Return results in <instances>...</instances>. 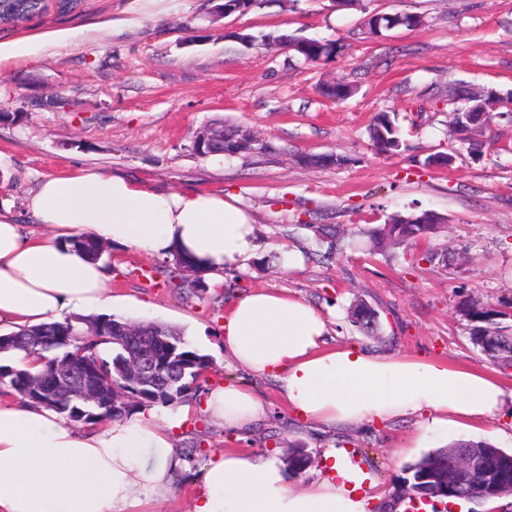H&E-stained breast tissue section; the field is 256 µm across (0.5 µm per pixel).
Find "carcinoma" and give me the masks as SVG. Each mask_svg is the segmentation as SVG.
Listing matches in <instances>:
<instances>
[{"instance_id":"cac0c4a2","label":"carcinoma","mask_w":512,"mask_h":512,"mask_svg":"<svg viewBox=\"0 0 512 512\" xmlns=\"http://www.w3.org/2000/svg\"><path fill=\"white\" fill-rule=\"evenodd\" d=\"M44 9L46 6L39 7L27 0H4V6L0 8V21L6 24L26 21L41 15ZM422 24L423 19L419 15L374 12L369 14L366 20V29L368 33L377 36L382 31L394 27L409 29ZM342 50L343 45L336 41L329 43L307 38L298 44L294 52L310 64H321L332 60ZM496 101V94L492 91L475 93L468 97L465 103V106L473 107L475 111L454 113V133L469 141L471 150L475 153L481 151L484 143L473 140L467 132L476 124L487 128L493 123L497 117L494 107ZM369 138L375 151L380 155H393L402 146L400 128L395 117L388 112L378 114L369 125ZM441 222L442 216L437 213L429 216L426 224L420 223L416 214H397L371 230L370 237L374 248L385 249L407 240L426 239L443 228ZM69 243L94 261H101L104 256L110 254L106 243L90 236L73 238ZM185 270L193 272V279L189 282L184 280ZM205 272L206 268L201 260L187 252L176 250L172 265L163 266V283L173 289H182L187 283L195 288H202L205 286ZM462 310L471 323V343L494 362H512V308H497L470 300L462 304ZM352 318L355 326L364 335H376L379 316L364 301L359 300L353 306ZM131 329L146 338L155 334L163 337L164 341L158 344V350L163 353L168 348L175 350L173 359L189 366L184 377H178L172 382L169 391L159 395L152 393L146 398H141L136 396V390L123 385L119 366L128 358V353L127 348L117 341V337ZM0 337L5 340L13 337L21 339V343L9 349V353L20 354L23 359L40 365V369L35 372L11 364L0 365V393L52 408L63 418L83 426L97 425L108 420H128L134 414L154 406L175 408L194 397L200 390L203 374L210 364L209 357L190 347L178 328L164 323L134 322L115 316L66 319L62 322L21 329ZM102 345L109 346L106 358L99 353V347ZM79 353L99 361L104 367H110L112 383H107L101 388V408L78 413L74 400L57 392L43 394L37 398L27 397L29 390L35 385L34 376H39L44 382L49 380L53 375L56 361ZM448 447L472 448L481 454L487 464V470L482 475L470 476V479L481 485L487 495L493 496L497 491L512 485V452L483 441L460 440L448 444ZM309 463L310 457L304 449H288V464L293 473L302 472ZM404 471L412 477L423 479V485L430 491L439 492L440 498L455 497L451 486L443 480L444 472L448 471V455L444 449L438 448L422 456L408 464Z\"/></svg>"}]
</instances>
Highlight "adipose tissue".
<instances>
[{"label":"adipose tissue","mask_w":512,"mask_h":512,"mask_svg":"<svg viewBox=\"0 0 512 512\" xmlns=\"http://www.w3.org/2000/svg\"><path fill=\"white\" fill-rule=\"evenodd\" d=\"M27 207L41 233L0 204V327L9 331L112 311L101 263L72 249V237L164 258L189 252L217 287L226 267L257 250L252 216L221 193L159 191L120 175L77 172L42 180ZM329 333V320L304 300L256 289L231 301L223 346L239 366L278 381L294 420L328 428L415 416L447 430L512 406V388L484 370L373 353L355 342L333 346ZM204 410L230 431L267 414L262 398L229 382L210 389ZM182 422L148 413L81 429L50 408L0 399V512H144L185 466L171 451ZM149 448L162 451L150 465ZM322 465L324 476L294 488L274 458L216 451L191 512H369L376 484L345 449L326 450Z\"/></svg>","instance_id":"obj_1"}]
</instances>
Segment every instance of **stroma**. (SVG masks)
Returning <instances> with one entry per match:
<instances>
[{"label":"stroma","instance_id":"1","mask_svg":"<svg viewBox=\"0 0 512 512\" xmlns=\"http://www.w3.org/2000/svg\"><path fill=\"white\" fill-rule=\"evenodd\" d=\"M423 16L421 27L368 33V13ZM288 33L337 40L345 49L310 65L280 48L250 47L234 31ZM28 44L0 58V107L19 114L0 124V200L26 228V200L47 176L78 169L124 175L146 186L234 196L256 222V256L224 272L222 287L173 290L146 278L162 261L134 248L112 247L109 286L118 316L179 328L210 358L206 387L227 382L259 395L267 417L236 440L210 425L205 395L174 436V454L200 444L202 455L175 473L173 492L155 512H189L205 457L246 448L286 461L290 447L310 455L290 484L318 477L325 449L342 448L387 495L403 468L458 439L512 449V411L448 432L421 419L386 425L311 430L290 423L274 380L228 358L224 314L236 295L257 288L287 292L325 315L332 342H356L382 354L423 355L483 369L512 387V368L490 361L469 340L464 302L512 304V0H262L246 15L209 17L207 0H78L17 24L0 25V46ZM347 77L357 91L334 101L321 83ZM495 92L500 118L482 137L481 155L457 140L454 87ZM393 112L403 134L398 154H376L372 117ZM221 122L249 130L267 148L225 157L198 156L196 133ZM333 154L311 167L304 154ZM449 154L450 167L427 165ZM424 211L446 228L417 244L373 250L367 230L394 214ZM323 228L343 231L340 250L316 254ZM438 253L421 260L425 250ZM300 251L302 267L285 269L283 254ZM364 300L378 313L379 336L361 335L351 307Z\"/></svg>","mask_w":512,"mask_h":512}]
</instances>
